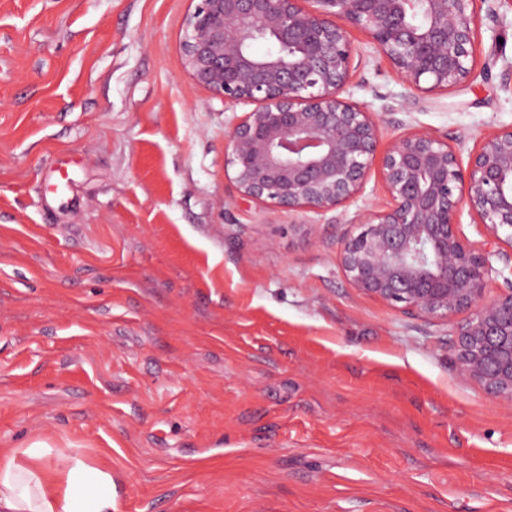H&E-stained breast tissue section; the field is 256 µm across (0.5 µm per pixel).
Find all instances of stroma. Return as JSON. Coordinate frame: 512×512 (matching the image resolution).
<instances>
[{"label": "stroma", "mask_w": 512, "mask_h": 512, "mask_svg": "<svg viewBox=\"0 0 512 512\" xmlns=\"http://www.w3.org/2000/svg\"><path fill=\"white\" fill-rule=\"evenodd\" d=\"M195 5L0 0V455L78 449L120 512H512V403L457 377L452 324L352 288L335 213L225 176L247 107L188 74ZM350 38L382 141L512 124V8L447 93Z\"/></svg>", "instance_id": "stroma-1"}]
</instances>
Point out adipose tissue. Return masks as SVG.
Here are the masks:
<instances>
[{
	"label": "adipose tissue",
	"mask_w": 512,
	"mask_h": 512,
	"mask_svg": "<svg viewBox=\"0 0 512 512\" xmlns=\"http://www.w3.org/2000/svg\"><path fill=\"white\" fill-rule=\"evenodd\" d=\"M112 473L35 441L0 458V512H113Z\"/></svg>",
	"instance_id": "obj_1"
}]
</instances>
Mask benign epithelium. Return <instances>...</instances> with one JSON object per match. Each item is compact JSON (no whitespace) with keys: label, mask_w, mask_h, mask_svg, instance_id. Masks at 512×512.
Masks as SVG:
<instances>
[{"label":"benign epithelium","mask_w":512,"mask_h":512,"mask_svg":"<svg viewBox=\"0 0 512 512\" xmlns=\"http://www.w3.org/2000/svg\"><path fill=\"white\" fill-rule=\"evenodd\" d=\"M512 0H197L182 39L193 79L255 108L226 135L224 173L238 196L323 215L362 197L377 171L389 203L357 211L338 262L370 298L454 325L456 375L512 402V287L499 252L457 231L468 209L488 243L512 246V125L485 134L467 164L448 138L410 130L381 144L377 116L341 97L354 77L348 29L363 32L395 73L435 94L473 81L478 19Z\"/></svg>","instance_id":"1"}]
</instances>
